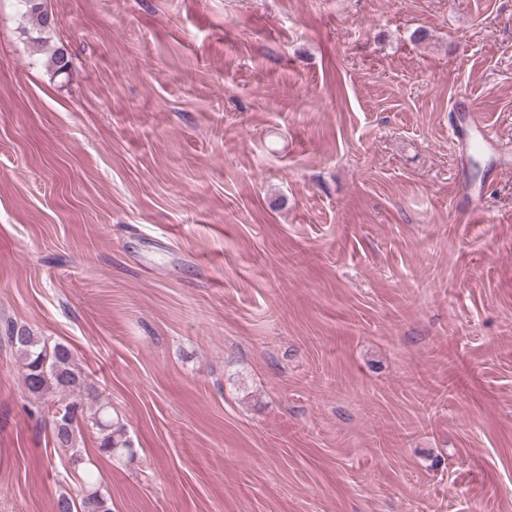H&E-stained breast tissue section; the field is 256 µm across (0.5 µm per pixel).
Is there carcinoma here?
Wrapping results in <instances>:
<instances>
[{"label": "carcinoma", "instance_id": "carcinoma-1", "mask_svg": "<svg viewBox=\"0 0 512 512\" xmlns=\"http://www.w3.org/2000/svg\"><path fill=\"white\" fill-rule=\"evenodd\" d=\"M17 2L22 17L35 32L40 34L51 28L54 18L44 7L43 0ZM5 340L18 357L24 384L32 396L41 399L49 393L60 394L52 419L55 447L72 451L75 461H80L78 443L85 429L99 436V451L109 457L131 447L124 426L113 422L108 404L101 403L91 408L88 415H83L82 405L76 397L84 387V376L66 345H51L30 328L16 325L7 327ZM80 479L84 488L80 501L63 495L56 502V512H112L107 497L97 486L94 472L85 470Z\"/></svg>", "mask_w": 512, "mask_h": 512}]
</instances>
